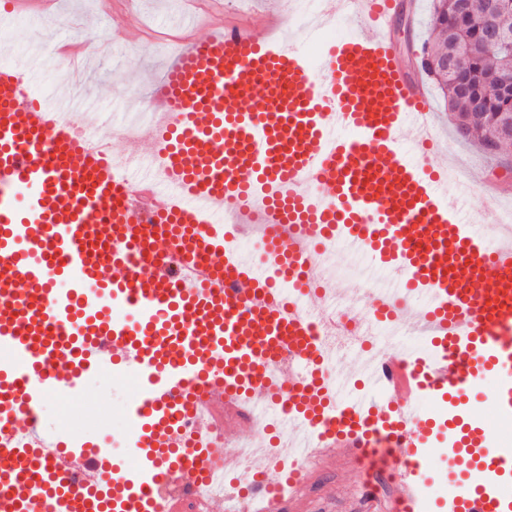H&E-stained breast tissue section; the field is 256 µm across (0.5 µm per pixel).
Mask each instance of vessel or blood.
<instances>
[{
  "mask_svg": "<svg viewBox=\"0 0 512 512\" xmlns=\"http://www.w3.org/2000/svg\"><path fill=\"white\" fill-rule=\"evenodd\" d=\"M322 4L365 31L324 43L315 63L305 43L235 26L178 50L153 123L127 140L134 182L72 121L81 92L37 98L33 60L0 66V512H214L218 484L245 492L250 512H334L321 477L347 464L349 512H432L415 463L442 446L473 462L457 512H512V448L480 408L442 439L415 407L491 379L495 415L512 421V246L487 250L447 171L421 163L429 96L395 53L394 0ZM228 223L267 225L263 262L225 245ZM333 238L374 269L399 267L370 310L432 338V356L396 352L374 369L405 390L399 405L336 402L329 354L286 294L318 296L321 314L342 301L323 271ZM285 352L308 372L271 370ZM99 372L138 379L126 439L148 462L109 487L89 477L111 448L39 421L47 396L80 407L81 377ZM283 400L298 445L266 453L250 487L228 480L242 450L225 420L258 429L260 408Z\"/></svg>",
  "mask_w": 512,
  "mask_h": 512,
  "instance_id": "1",
  "label": "vessel or blood"
}]
</instances>
